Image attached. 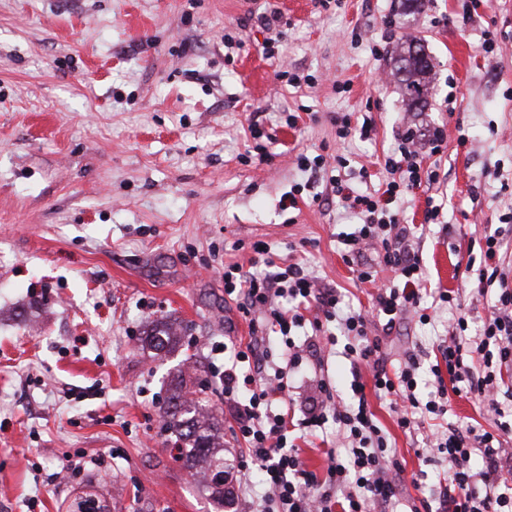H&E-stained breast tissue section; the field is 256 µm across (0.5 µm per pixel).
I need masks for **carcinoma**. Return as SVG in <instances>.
I'll list each match as a JSON object with an SVG mask.
<instances>
[{
    "instance_id": "obj_1",
    "label": "carcinoma",
    "mask_w": 512,
    "mask_h": 512,
    "mask_svg": "<svg viewBox=\"0 0 512 512\" xmlns=\"http://www.w3.org/2000/svg\"><path fill=\"white\" fill-rule=\"evenodd\" d=\"M397 73L403 75L402 84L407 106L417 108L425 103L427 85L425 78L432 71L430 58L421 49L407 48L396 58ZM176 336L171 328H155L148 332L145 342L156 350H162ZM164 427L178 440V450L188 469L211 478L212 498L224 507V454L221 453L220 424L212 416L200 411L197 401L187 397L181 381L171 384L166 399Z\"/></svg>"
}]
</instances>
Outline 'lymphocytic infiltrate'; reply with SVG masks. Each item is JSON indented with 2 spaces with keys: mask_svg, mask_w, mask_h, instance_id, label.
Segmentation results:
<instances>
[{
  "mask_svg": "<svg viewBox=\"0 0 512 512\" xmlns=\"http://www.w3.org/2000/svg\"><path fill=\"white\" fill-rule=\"evenodd\" d=\"M442 130H410L398 152L387 155L386 169L392 173L380 197L346 193L341 181L333 190L361 222L352 232L339 233L342 258L355 265L358 277L375 282L379 269L393 273L395 285H379L375 309L386 329H393L408 314L428 321L421 301L424 270L418 251L410 245L411 229L400 223L391 206L409 191L438 182L437 166H424L423 155L442 149ZM373 248L377 264L364 262L363 253ZM502 245L496 235L484 237L483 261L475 269L480 294H493L494 304L483 319L478 341L469 343L462 334L468 329L466 316L456 320L458 332L441 342L442 362L432 365L434 389L426 402H419L418 362L407 355L403 363L388 367L379 338L369 336V318L346 308L337 289L320 284L297 263L276 265L270 247H263L265 272L243 271L233 263L224 268V293L248 318L252 335L247 343L213 345L222 363H211L212 376L224 389L236 440L245 444L239 471H259L266 491V512H389L403 503L405 512H512V479L505 476L502 462L512 453V387L505 386L503 368L512 367V287L495 258ZM316 308L317 317L306 320L305 309ZM336 322L339 334L325 333L324 326ZM311 326L320 343L297 346L292 329ZM277 334L284 345L278 363H270L265 342ZM342 345L355 366L368 368L376 394L389 398L398 427L440 454L448 464V479L437 504L425 498L403 495L405 469L395 449L388 447L376 422L360 379L343 396L328 380H320V400L301 421L304 429L316 431L335 423L341 447L325 452L324 476L306 469L298 448L288 443L289 368L303 358H318L321 346ZM476 398L487 406L495 420V431L472 426L426 428L430 419L447 412L449 395ZM481 456L482 468H473V456Z\"/></svg>",
  "mask_w": 512,
  "mask_h": 512,
  "instance_id": "f902f5d3",
  "label": "lymphocytic infiltrate"
}]
</instances>
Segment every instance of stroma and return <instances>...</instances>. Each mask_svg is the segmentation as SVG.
I'll use <instances>...</instances> for the list:
<instances>
[{"label":"stroma","mask_w":512,"mask_h":512,"mask_svg":"<svg viewBox=\"0 0 512 512\" xmlns=\"http://www.w3.org/2000/svg\"><path fill=\"white\" fill-rule=\"evenodd\" d=\"M272 7L280 37L269 57L272 32L258 17ZM228 35L239 49L225 48ZM407 43L434 64L418 112L405 110L394 75ZM284 70L316 81L290 86ZM339 113L371 121L370 135L337 139ZM412 126L443 130L440 180L394 209L412 227L428 291L452 294L476 327L491 300L466 264L494 230L512 278V223L501 221L512 212V0H418L411 10L405 0H251L246 11L238 0H0V512H72L89 494L101 512H240L232 499L216 506L164 432L170 381L183 375L232 426L210 349L250 336L224 301V267L253 269L257 242L277 265L301 264L371 310L375 287L337 242L357 218L329 179L380 195L384 155ZM336 153L347 160L337 173L298 166L300 155ZM289 192L297 205L285 209ZM430 315L390 331L369 325L389 360L417 353L423 396L455 325L448 307ZM164 323L176 349L142 346ZM323 375L347 392L351 364L327 348L295 369L296 418ZM366 394L406 475L422 476L407 494L436 500L444 465L425 464L388 399ZM82 457L84 470L68 469Z\"/></svg>","instance_id":"1"}]
</instances>
